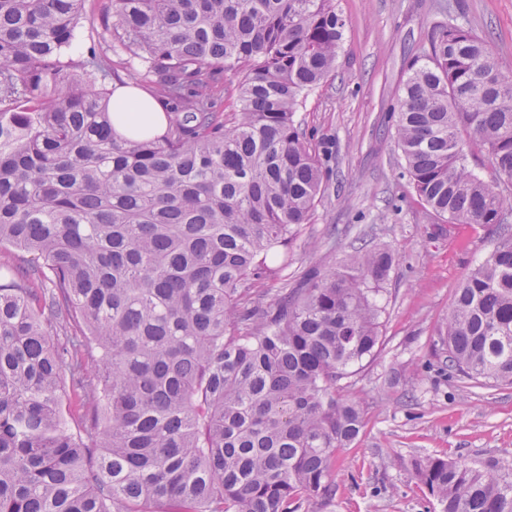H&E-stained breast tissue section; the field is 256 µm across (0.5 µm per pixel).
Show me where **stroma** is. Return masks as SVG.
<instances>
[{
  "label": "stroma",
  "mask_w": 512,
  "mask_h": 512,
  "mask_svg": "<svg viewBox=\"0 0 512 512\" xmlns=\"http://www.w3.org/2000/svg\"><path fill=\"white\" fill-rule=\"evenodd\" d=\"M109 0H85L68 51L109 56L106 88L127 80L134 60L113 53L103 21ZM345 36L336 71L296 112L308 139L325 147L327 190L288 250L282 283L300 287L361 244L390 247L398 263L378 300L383 344L345 394L362 401L364 426L336 454V492L312 512H437L413 463L441 457L512 467V385L451 381L433 355L455 291L493 248L491 229L449 224L415 193L395 140L407 66L432 29L463 17L512 65V0H341Z\"/></svg>",
  "instance_id": "1"
}]
</instances>
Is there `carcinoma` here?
<instances>
[{
	"instance_id": "cac0c4a2",
	"label": "carcinoma",
	"mask_w": 512,
	"mask_h": 512,
	"mask_svg": "<svg viewBox=\"0 0 512 512\" xmlns=\"http://www.w3.org/2000/svg\"><path fill=\"white\" fill-rule=\"evenodd\" d=\"M84 0H0V512H300L334 495L363 425L338 383L382 343L375 296L395 253L358 247L262 305L326 190L294 115L336 69V0H111L106 30L155 79L165 133L112 127L108 75L65 59ZM234 72L224 120L212 87ZM395 138L416 194L490 253L440 336L463 383H512V69L450 17L411 62ZM59 340L54 342L52 337ZM86 431L64 428L66 388ZM439 512H512V468L429 457ZM467 153L470 163L476 167V169L483 176L485 181L493 186L496 190L502 189L507 185L512 188V180L505 175L501 174L492 164L484 148L479 142L473 141L467 148Z\"/></svg>"
}]
</instances>
